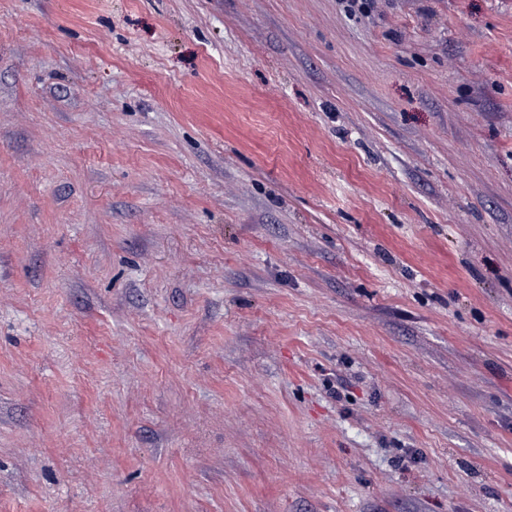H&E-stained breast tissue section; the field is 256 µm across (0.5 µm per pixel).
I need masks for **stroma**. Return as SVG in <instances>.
<instances>
[{"mask_svg":"<svg viewBox=\"0 0 512 512\" xmlns=\"http://www.w3.org/2000/svg\"><path fill=\"white\" fill-rule=\"evenodd\" d=\"M0 512H512V0H0Z\"/></svg>","mask_w":512,"mask_h":512,"instance_id":"obj_1","label":"stroma"}]
</instances>
